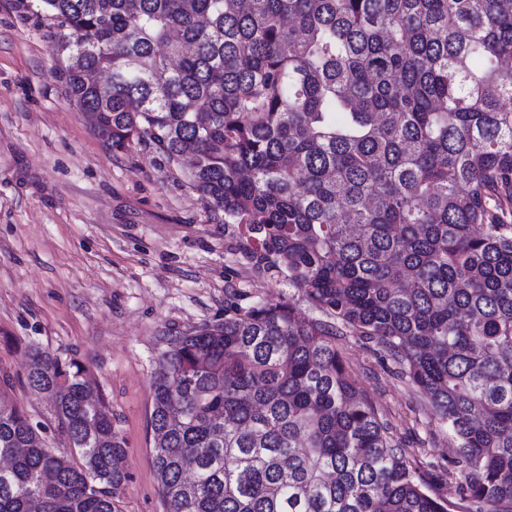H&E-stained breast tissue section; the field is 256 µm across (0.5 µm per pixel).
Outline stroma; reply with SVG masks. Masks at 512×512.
<instances>
[{
  "label": "stroma",
  "mask_w": 512,
  "mask_h": 512,
  "mask_svg": "<svg viewBox=\"0 0 512 512\" xmlns=\"http://www.w3.org/2000/svg\"><path fill=\"white\" fill-rule=\"evenodd\" d=\"M52 21L0 0V390L51 448L67 441L25 384L29 345L83 363L127 443L121 512H164L152 465L151 383L161 337L268 300L321 318L285 274L256 271L187 170L154 150H115L70 101ZM411 466L466 507L457 444L375 342L336 339Z\"/></svg>",
  "instance_id": "stroma-1"
}]
</instances>
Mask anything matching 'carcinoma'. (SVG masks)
<instances>
[{
    "label": "carcinoma",
    "mask_w": 512,
    "mask_h": 512,
    "mask_svg": "<svg viewBox=\"0 0 512 512\" xmlns=\"http://www.w3.org/2000/svg\"><path fill=\"white\" fill-rule=\"evenodd\" d=\"M72 102L168 164L327 319L264 303L169 336L165 512H450L336 336L376 342L512 512V0H39ZM57 454L0 391V512H120L126 442L80 362L31 348Z\"/></svg>",
    "instance_id": "carcinoma-1"
}]
</instances>
